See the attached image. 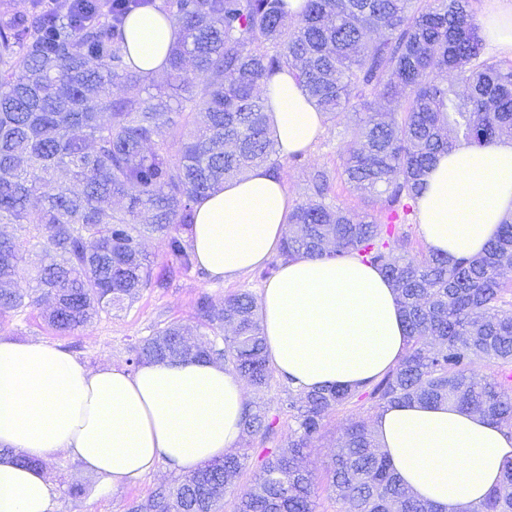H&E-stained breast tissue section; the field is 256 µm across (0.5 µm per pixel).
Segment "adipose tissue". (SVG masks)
<instances>
[{
	"mask_svg": "<svg viewBox=\"0 0 512 512\" xmlns=\"http://www.w3.org/2000/svg\"><path fill=\"white\" fill-rule=\"evenodd\" d=\"M487 2L486 42L512 57V7ZM125 30L132 66L163 73L178 37L165 15L136 11ZM264 95L279 156L307 151L323 130L322 112L285 70L267 79ZM427 183L417 201L427 251L481 254L512 214V140L457 145L439 156ZM293 206L284 179L268 166L225 181L195 207L189 244L196 265L220 280L262 267L278 251ZM259 306L271 364L300 390L361 389L408 348L395 288L354 256L282 261ZM243 408V381L221 364L91 369L48 343L0 336V512H55L56 485L24 458L64 452L105 489L163 462L190 473L236 445ZM372 434L404 486L444 512L484 500L512 458V430L448 401L387 406Z\"/></svg>",
	"mask_w": 512,
	"mask_h": 512,
	"instance_id": "adipose-tissue-1",
	"label": "adipose tissue"
}]
</instances>
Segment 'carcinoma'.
<instances>
[{
  "label": "carcinoma",
  "instance_id": "carcinoma-1",
  "mask_svg": "<svg viewBox=\"0 0 512 512\" xmlns=\"http://www.w3.org/2000/svg\"><path fill=\"white\" fill-rule=\"evenodd\" d=\"M13 2L0 0V221L18 233L0 235V324L48 299L45 320L69 335L162 287L142 249L147 234L190 271L183 233L195 205L256 165L278 174L258 89L286 69L329 119L358 116L340 176L361 192L385 187L387 208L382 223L332 203L333 176L316 170L280 256L355 255L382 271L410 344L362 392L288 395L287 443L234 512H316L307 450L326 417L356 398L379 410L452 401L512 428V387L472 372L477 361L512 371V289L503 281L512 217L477 256L407 251L405 226L438 155L460 141L480 148L512 136V65L485 57L471 0H306L296 15L288 0H25L21 10ZM153 7L178 31L164 85L131 66L125 45L127 16ZM33 250L44 264L21 288L19 267ZM196 309L206 340L187 345L184 329L168 325L136 346L133 362H222L256 394L268 391L273 368L252 293L220 305L202 295ZM276 424L265 402L245 404L243 434L267 439ZM247 458L246 448L226 453L156 489L138 512H219ZM327 473L347 512H441L403 486L363 421L343 428ZM457 512H512V460L482 503Z\"/></svg>",
  "mask_w": 512,
  "mask_h": 512
}]
</instances>
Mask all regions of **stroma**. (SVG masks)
<instances>
[{
	"label": "stroma",
	"mask_w": 512,
	"mask_h": 512,
	"mask_svg": "<svg viewBox=\"0 0 512 512\" xmlns=\"http://www.w3.org/2000/svg\"><path fill=\"white\" fill-rule=\"evenodd\" d=\"M353 124L354 117L349 113L339 122L326 123L320 136L301 157L281 159L280 172L293 202L305 201L307 179L314 168L339 171L342 159L353 143ZM144 247L154 262V272L173 269L174 275L167 287L143 291L123 311L101 315L93 324L71 335L56 334L47 325L42 307H28L0 326V336L49 343L74 354L90 368L116 364L129 369L133 366L135 348L142 339L170 324L196 327V302L200 296H210L219 303L225 296L240 290L260 294L265 284L256 270L224 282L209 278L197 267L190 272L179 273L175 270L176 259L167 253L159 240L145 239ZM285 385L284 376H275L271 389L264 396L272 413L279 417L274 438L263 442L244 436L238 442L239 447L248 449L249 457L242 477L224 496V512H233L235 501L251 488L263 459L287 441L289 419L284 405L288 396ZM374 415L372 401L363 399L327 418L321 437L315 440L307 456L309 469L320 478L315 488L316 512H344L342 503L321 478L331 461L341 429L349 420L362 418L369 421ZM46 463V472L58 487L57 512H126L132 500L146 497L159 486L177 484L181 479L180 474L163 464L150 475L114 492L100 489L93 476L79 474L77 463L63 452L49 455ZM75 485L84 489L83 495L77 498L69 494L70 487Z\"/></svg>",
	"instance_id": "obj_1"
}]
</instances>
